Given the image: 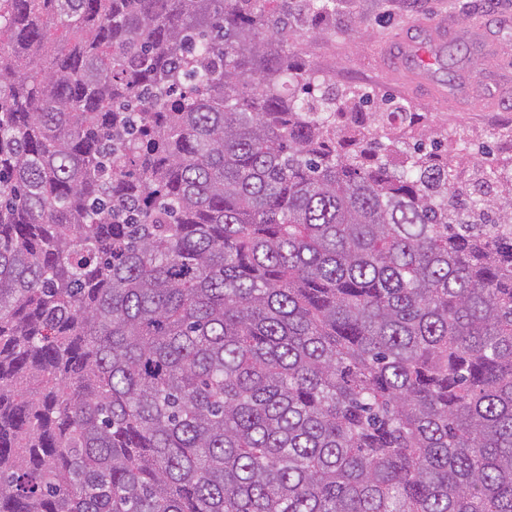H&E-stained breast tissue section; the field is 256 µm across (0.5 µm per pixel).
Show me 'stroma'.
Returning <instances> with one entry per match:
<instances>
[{"instance_id":"1","label":"stroma","mask_w":512,"mask_h":512,"mask_svg":"<svg viewBox=\"0 0 512 512\" xmlns=\"http://www.w3.org/2000/svg\"><path fill=\"white\" fill-rule=\"evenodd\" d=\"M443 19L453 32L431 59L432 85H424L401 59L400 39ZM293 52L337 90L407 107L413 120L394 133L410 143L435 134L462 181L478 180L477 158L497 173L485 194L512 183V0H337Z\"/></svg>"}]
</instances>
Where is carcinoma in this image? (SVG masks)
<instances>
[{
  "label": "carcinoma",
  "mask_w": 512,
  "mask_h": 512,
  "mask_svg": "<svg viewBox=\"0 0 512 512\" xmlns=\"http://www.w3.org/2000/svg\"><path fill=\"white\" fill-rule=\"evenodd\" d=\"M336 0H0V512H512V187L288 46Z\"/></svg>",
  "instance_id": "obj_1"
}]
</instances>
